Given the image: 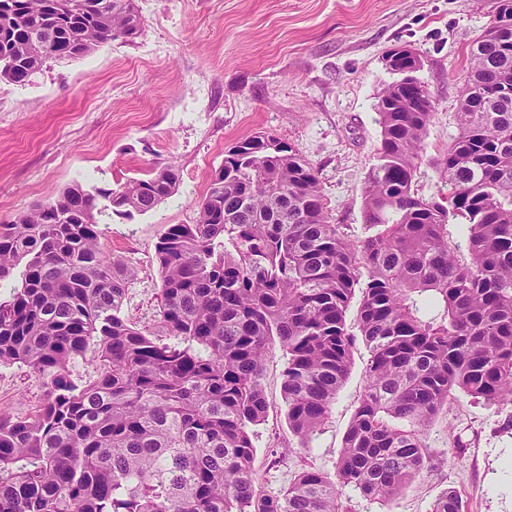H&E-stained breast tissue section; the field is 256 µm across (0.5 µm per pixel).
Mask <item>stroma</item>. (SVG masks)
Returning a JSON list of instances; mask_svg holds the SVG:
<instances>
[{
	"mask_svg": "<svg viewBox=\"0 0 512 512\" xmlns=\"http://www.w3.org/2000/svg\"><path fill=\"white\" fill-rule=\"evenodd\" d=\"M141 36L50 61L23 84L0 81V224L73 183L115 188L158 162L177 166L175 194L144 214L102 227L108 253L137 275L124 320L153 334L161 301L155 246L172 224H191L225 148L259 132L291 143L318 170L332 223L363 233L367 172L380 127L374 110L393 82L382 57L418 49L417 76L435 101L412 183L438 197L448 185L434 165L458 133L456 112L473 41L491 0H137ZM369 352L352 350L350 374L310 447L289 433L282 399L285 355L273 347L262 384L269 409L254 432L255 488L276 494L298 472L334 471L363 394ZM43 391L26 368L0 366V413L33 414ZM427 462L394 501L345 489L346 512H431L444 492L465 512H512V405L460 394L431 425ZM288 455L272 463V449Z\"/></svg>",
	"mask_w": 512,
	"mask_h": 512,
	"instance_id": "35a3bbf8",
	"label": "stroma"
}]
</instances>
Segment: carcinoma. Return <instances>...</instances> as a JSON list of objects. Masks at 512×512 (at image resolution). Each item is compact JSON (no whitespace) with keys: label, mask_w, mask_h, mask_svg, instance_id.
Returning <instances> with one entry per match:
<instances>
[{"label":"carcinoma","mask_w":512,"mask_h":512,"mask_svg":"<svg viewBox=\"0 0 512 512\" xmlns=\"http://www.w3.org/2000/svg\"><path fill=\"white\" fill-rule=\"evenodd\" d=\"M143 28L135 0H0V81ZM375 109L364 235L330 222L317 170L293 145L242 138L194 223L156 243L153 336L120 316L135 270L105 251L100 224L171 197L176 166L115 189L75 183L0 224V281L19 273L0 303V365L26 367L44 395L31 416L0 414V512H342L346 488L380 501L403 492L456 394L512 404V0H493L470 49L459 132L438 163L448 196L412 189L435 111L425 83L385 85ZM452 218L468 225L467 262L448 245ZM359 337L365 390L336 473L305 469L257 495L252 428L268 410L269 350L286 354L288 428L305 448ZM86 359L96 376L77 383L70 367ZM462 509L448 491L432 512Z\"/></svg>","instance_id":"carcinoma-1"}]
</instances>
